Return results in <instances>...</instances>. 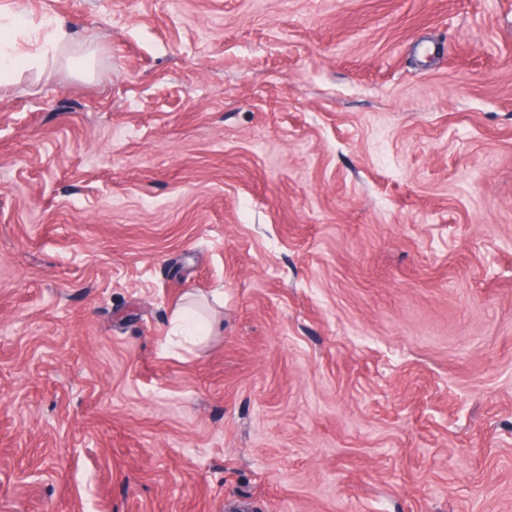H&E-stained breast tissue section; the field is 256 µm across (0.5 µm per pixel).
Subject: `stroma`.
Here are the masks:
<instances>
[{
    "label": "stroma",
    "instance_id": "35a3bbf8",
    "mask_svg": "<svg viewBox=\"0 0 512 512\" xmlns=\"http://www.w3.org/2000/svg\"><path fill=\"white\" fill-rule=\"evenodd\" d=\"M0 512H512V0H0ZM70 33L60 25L47 23L43 44L35 55L20 56L15 47V28H0V78L10 76L23 66L39 67L59 46L67 44Z\"/></svg>",
    "mask_w": 512,
    "mask_h": 512
}]
</instances>
